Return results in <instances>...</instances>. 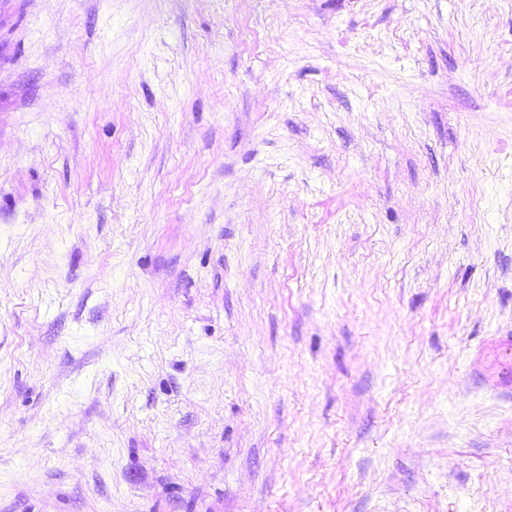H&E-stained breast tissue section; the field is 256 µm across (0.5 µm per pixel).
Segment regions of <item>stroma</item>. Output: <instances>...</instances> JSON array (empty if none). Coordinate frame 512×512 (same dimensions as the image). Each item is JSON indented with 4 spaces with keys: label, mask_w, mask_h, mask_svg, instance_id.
Masks as SVG:
<instances>
[{
    "label": "stroma",
    "mask_w": 512,
    "mask_h": 512,
    "mask_svg": "<svg viewBox=\"0 0 512 512\" xmlns=\"http://www.w3.org/2000/svg\"><path fill=\"white\" fill-rule=\"evenodd\" d=\"M0 512H512V0H0Z\"/></svg>",
    "instance_id": "35a3bbf8"
}]
</instances>
